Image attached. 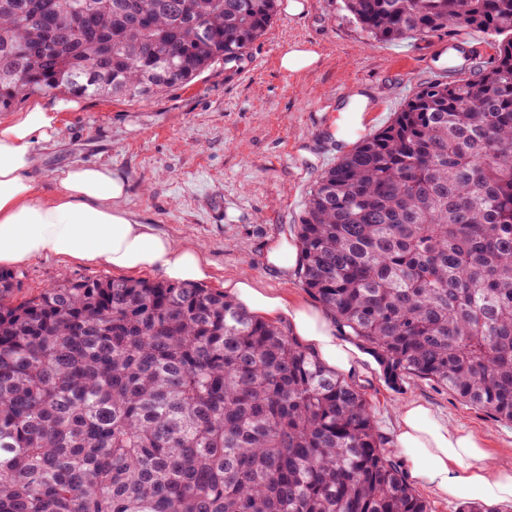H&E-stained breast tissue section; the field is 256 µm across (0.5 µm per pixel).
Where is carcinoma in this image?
<instances>
[{
    "mask_svg": "<svg viewBox=\"0 0 512 512\" xmlns=\"http://www.w3.org/2000/svg\"><path fill=\"white\" fill-rule=\"evenodd\" d=\"M376 42L475 27L476 77L418 88L310 191L300 279L404 374L512 423V0H343ZM85 14L75 31L69 18ZM279 0H0V110L144 98L248 55ZM0 271V512H431L361 386L194 283Z\"/></svg>",
    "mask_w": 512,
    "mask_h": 512,
    "instance_id": "obj_1",
    "label": "carcinoma"
}]
</instances>
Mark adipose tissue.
Instances as JSON below:
<instances>
[{"label": "adipose tissue", "mask_w": 512, "mask_h": 512, "mask_svg": "<svg viewBox=\"0 0 512 512\" xmlns=\"http://www.w3.org/2000/svg\"><path fill=\"white\" fill-rule=\"evenodd\" d=\"M58 124L57 108L41 105L0 121V267L57 257L103 262L130 274L152 270L172 282L211 279L212 264L201 248L131 217L125 207L128 179L109 164L67 167L57 173L53 191L40 194L36 146L53 140ZM224 289L251 313L286 321L330 369L350 376L375 369L374 356L337 336L320 310L260 287L247 275L225 281ZM395 446L414 483L437 496L512 502V458L437 418L424 401L401 408Z\"/></svg>", "instance_id": "adipose-tissue-1"}]
</instances>
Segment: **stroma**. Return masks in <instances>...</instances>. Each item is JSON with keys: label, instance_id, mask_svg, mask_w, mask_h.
Returning a JSON list of instances; mask_svg holds the SVG:
<instances>
[{"label": "stroma", "instance_id": "stroma-1", "mask_svg": "<svg viewBox=\"0 0 512 512\" xmlns=\"http://www.w3.org/2000/svg\"><path fill=\"white\" fill-rule=\"evenodd\" d=\"M315 63L292 72L281 64L293 48ZM423 42L368 45L342 0H281L279 15L245 59L206 71L147 99L32 92L0 119L38 103L61 105L55 139L38 150L40 192L76 163H109L129 181L132 216L179 240L201 245L212 263L208 286L245 274L289 299L318 306L296 273L280 277L266 253L294 239L305 200L319 176L348 150L355 109L336 111V92L376 88L391 122L411 94L435 77L423 66ZM14 300L35 296L61 277L112 276L104 264L38 258L15 266ZM378 428L395 434L398 407L427 402L435 415L483 436L493 453L512 451V423L461 401L448 388L415 376L391 384L384 373L358 380Z\"/></svg>", "mask_w": 512, "mask_h": 512}]
</instances>
